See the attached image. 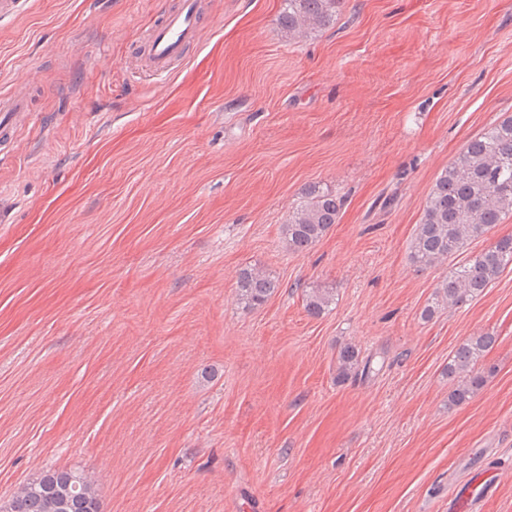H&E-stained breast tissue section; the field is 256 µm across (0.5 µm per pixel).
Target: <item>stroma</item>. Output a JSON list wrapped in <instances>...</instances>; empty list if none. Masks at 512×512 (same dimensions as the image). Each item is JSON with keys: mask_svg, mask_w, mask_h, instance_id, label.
Masks as SVG:
<instances>
[{"mask_svg": "<svg viewBox=\"0 0 512 512\" xmlns=\"http://www.w3.org/2000/svg\"><path fill=\"white\" fill-rule=\"evenodd\" d=\"M172 0H24L0 93L35 123L0 151V502L51 467L101 512H448L470 462L512 512V266L425 320L409 242L440 173L512 116V0H344L288 38L283 0H214L163 77L131 50ZM339 221L288 252L306 186ZM279 282L245 308L240 269ZM336 303L309 316L303 296ZM493 333L484 387L446 368ZM346 344L369 376H337ZM304 307L306 312L312 317H320L329 311L332 304H335V294L332 291L314 289L305 291ZM496 341V336L486 333L468 340L456 349L446 370L448 380L455 386L448 396L449 407L464 404L483 386L484 378L477 365L480 358L495 346Z\"/></svg>", "mask_w": 512, "mask_h": 512, "instance_id": "1", "label": "stroma"}]
</instances>
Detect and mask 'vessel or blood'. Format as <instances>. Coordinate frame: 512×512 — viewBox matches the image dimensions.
I'll list each match as a JSON object with an SVG mask.
<instances>
[{
  "label": "vessel or blood",
  "mask_w": 512,
  "mask_h": 512,
  "mask_svg": "<svg viewBox=\"0 0 512 512\" xmlns=\"http://www.w3.org/2000/svg\"><path fill=\"white\" fill-rule=\"evenodd\" d=\"M204 13L203 0H173L161 15L149 23L135 48L136 65L151 74L164 75L197 45ZM32 122L23 94L0 95V144L14 143L18 133ZM495 469H471L468 482L457 487L448 500V512H484L486 503L499 492Z\"/></svg>",
  "instance_id": "vessel-or-blood-1"
}]
</instances>
